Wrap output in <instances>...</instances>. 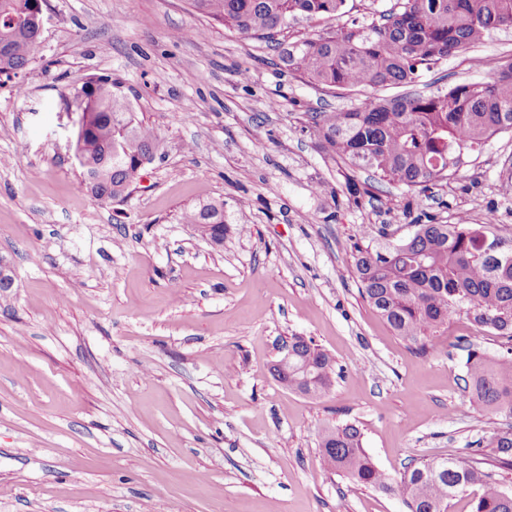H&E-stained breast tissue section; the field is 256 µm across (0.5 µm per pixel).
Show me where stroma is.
Here are the masks:
<instances>
[{"label":"stroma","mask_w":512,"mask_h":512,"mask_svg":"<svg viewBox=\"0 0 512 512\" xmlns=\"http://www.w3.org/2000/svg\"><path fill=\"white\" fill-rule=\"evenodd\" d=\"M47 2L35 60L0 75V259L14 278L0 289V512H408L327 469L323 432L358 426L396 481L411 463L474 461V441L512 429L464 383L466 344L494 356L498 336L460 315L422 350L361 295L350 247L381 226L393 243L411 235L409 196L386 183L348 201L304 115L366 91L305 84L187 0ZM510 58L503 27L437 73L481 81ZM101 75L163 141L119 202L81 189L66 106ZM214 199L220 245L180 221ZM419 207L443 224L495 211L511 245L512 131ZM287 336L333 358L328 391L275 380Z\"/></svg>","instance_id":"35a3bbf8"}]
</instances>
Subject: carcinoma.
<instances>
[{"label":"carcinoma","instance_id":"1","mask_svg":"<svg viewBox=\"0 0 512 512\" xmlns=\"http://www.w3.org/2000/svg\"><path fill=\"white\" fill-rule=\"evenodd\" d=\"M29 0H0V33L26 13ZM191 9L278 52L288 70L306 83L336 91L394 89L352 110L308 113L309 132L324 160L343 178L346 195L357 202L370 194L357 173L370 171L424 196L456 175L461 158L480 153L497 134L512 131V59L495 65L484 81L415 90L424 73L448 57L481 44L493 30L512 26V0H395L371 22L343 20L347 0H188ZM333 19L317 34L285 42L290 20ZM38 41L15 34L4 66L22 70ZM121 82L91 80L85 103L89 122L77 134L84 162L83 184L92 193L119 200V188L134 182L139 162L161 148L158 131L122 101ZM182 223L208 228L224 240V202L207 201L182 215ZM382 250L361 234L352 258L361 293L393 331L425 346L429 332L465 314L480 334L493 333L509 347L490 358L474 349L467 376L487 408L512 413V248L489 224H423ZM293 356L284 386L307 395L329 389L332 358L302 336L288 338ZM493 449V462L512 467V429L476 441ZM321 458L327 468L355 484L400 496L408 512H447L459 489L482 487L472 512H512V493L489 471L456 458L409 466L391 482L373 464L360 429L345 424L324 433Z\"/></svg>","mask_w":512,"mask_h":512}]
</instances>
